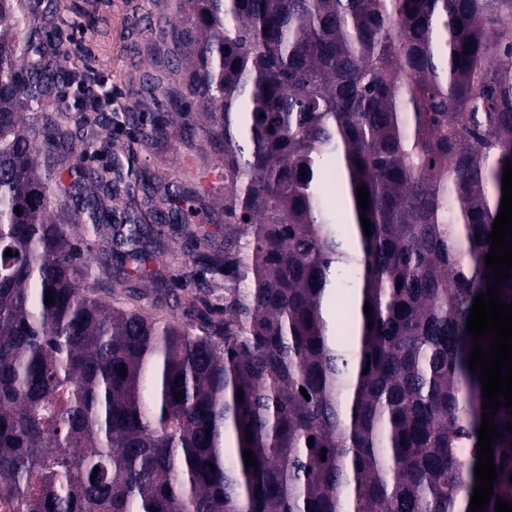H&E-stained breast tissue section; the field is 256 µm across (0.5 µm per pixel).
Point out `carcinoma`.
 <instances>
[{"mask_svg":"<svg viewBox=\"0 0 512 512\" xmlns=\"http://www.w3.org/2000/svg\"><path fill=\"white\" fill-rule=\"evenodd\" d=\"M15 2L0 0V495L16 512H468L483 409L467 317L512 163V0H181L185 94L146 139L199 122L228 231L222 250L197 238L193 264L237 282L193 330L131 286L158 283L162 226L194 233L173 184L116 175L130 207L109 228L81 208L103 277L54 212L52 170L83 142L33 130L34 92L69 74L19 64ZM508 422L499 407L487 512L512 503Z\"/></svg>","mask_w":512,"mask_h":512,"instance_id":"1","label":"carcinoma"}]
</instances>
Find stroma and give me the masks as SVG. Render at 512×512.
Returning <instances> with one entry per match:
<instances>
[{
	"label": "stroma",
	"mask_w": 512,
	"mask_h": 512,
	"mask_svg": "<svg viewBox=\"0 0 512 512\" xmlns=\"http://www.w3.org/2000/svg\"><path fill=\"white\" fill-rule=\"evenodd\" d=\"M25 14L34 19L40 37L36 45L21 43L22 59L38 55L41 65L62 66L85 75L84 84H60L46 96L43 106L32 107L35 118L67 117L75 128L78 109L74 99L80 89L98 86L118 88L125 106L121 112H106L102 122L85 128L95 145L86 154H76L61 166L62 180L52 186V200H60L64 186L81 182L83 199L103 208L104 224L120 223L127 199L116 185L97 181L96 176L117 164L135 159L137 167L167 177L192 196V205L204 221L203 232L214 244L224 242V206L215 202L211 189L217 179L205 180L199 156L200 134L183 135L159 148L133 145L136 129L165 117V87L181 86L180 61L171 56L169 45L159 42L155 30L177 23L175 0H22ZM168 257L160 270L169 299L178 303L176 312L183 324H192L206 308L210 295L224 292L220 271L192 269L196 242L187 236L164 240Z\"/></svg>",
	"instance_id": "stroma-1"
}]
</instances>
